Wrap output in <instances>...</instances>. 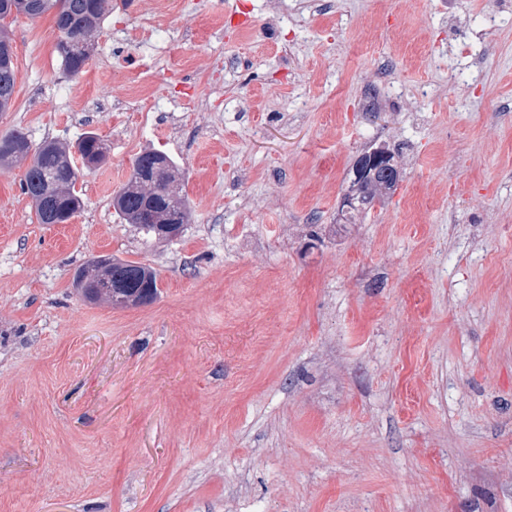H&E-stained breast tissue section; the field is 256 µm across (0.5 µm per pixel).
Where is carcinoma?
<instances>
[{"label": "carcinoma", "mask_w": 512, "mask_h": 512, "mask_svg": "<svg viewBox=\"0 0 512 512\" xmlns=\"http://www.w3.org/2000/svg\"><path fill=\"white\" fill-rule=\"evenodd\" d=\"M8 16L37 18L50 11L55 14L56 28L60 33L57 51L71 74L82 72L89 58L92 42L102 29L105 19L112 12V0H0ZM15 88V66L12 39L6 26L0 24V112L11 106ZM81 158L100 162L106 145L95 133L89 132L75 145ZM369 153H362L352 167L353 194L344 200L349 217L367 209L376 198L392 190L396 177L377 174L370 178L365 173ZM27 160L29 165L22 182L23 192L31 199L39 223L62 224L77 214L82 198L76 190L83 170L74 165L70 148L56 141H45L32 146L27 135L16 131L0 138V163ZM166 190L152 195L141 183L130 180L112 200L117 214L135 225L148 236H158V226L171 215L179 223L189 220V207L179 182V169L170 163L163 170ZM88 280L97 284L89 300H105L113 306L126 307L140 304V292L146 287L158 289L157 274L149 266L136 262H122L100 257L89 263L77 276V284Z\"/></svg>", "instance_id": "carcinoma-1"}]
</instances>
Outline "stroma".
<instances>
[{"label": "stroma", "instance_id": "stroma-1", "mask_svg": "<svg viewBox=\"0 0 512 512\" xmlns=\"http://www.w3.org/2000/svg\"><path fill=\"white\" fill-rule=\"evenodd\" d=\"M151 7L77 75L53 13L11 24L0 137L107 150L65 224L0 167V512H512V0H173L130 45ZM378 147L401 178L343 223ZM147 150L169 241L112 206ZM100 257L157 298L86 301ZM170 5L169 0H154L149 22L146 23V26L131 28L129 30L130 41L140 42L145 36L152 33L153 29L160 27L165 20ZM82 159L89 157L98 164L105 155L106 145L95 133L89 132L74 146Z\"/></svg>", "mask_w": 512, "mask_h": 512}]
</instances>
